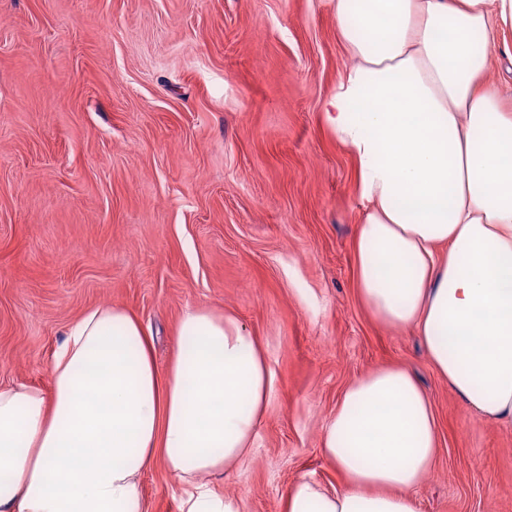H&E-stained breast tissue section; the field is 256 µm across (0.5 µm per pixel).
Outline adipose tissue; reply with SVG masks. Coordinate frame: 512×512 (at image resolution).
I'll return each mask as SVG.
<instances>
[{"label":"adipose tissue","instance_id":"ef3b65f1","mask_svg":"<svg viewBox=\"0 0 512 512\" xmlns=\"http://www.w3.org/2000/svg\"><path fill=\"white\" fill-rule=\"evenodd\" d=\"M352 66L326 111L356 164L355 284L371 315L412 332L438 376L486 423H512V109L485 81L512 0H334ZM49 390L0 387V512H147L156 462L187 486L180 512H241L201 483L246 460L273 397L255 336L231 313L182 314L159 367L119 306L74 319ZM433 405L407 369L357 378L321 451L343 482L309 476L282 512H419Z\"/></svg>","mask_w":512,"mask_h":512}]
</instances>
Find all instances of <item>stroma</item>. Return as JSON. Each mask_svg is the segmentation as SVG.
Returning a JSON list of instances; mask_svg holds the SVG:
<instances>
[{
  "mask_svg": "<svg viewBox=\"0 0 512 512\" xmlns=\"http://www.w3.org/2000/svg\"><path fill=\"white\" fill-rule=\"evenodd\" d=\"M352 64L333 0H0V385L47 390L68 324L120 306L166 366L186 308L230 312L268 357L251 457L213 483L280 512L346 387L411 369L439 425L420 512H512V426L475 417L413 333L361 303L355 162L327 101ZM164 465L149 512H180Z\"/></svg>",
  "mask_w": 512,
  "mask_h": 512,
  "instance_id": "35a3bbf8",
  "label": "stroma"
}]
</instances>
